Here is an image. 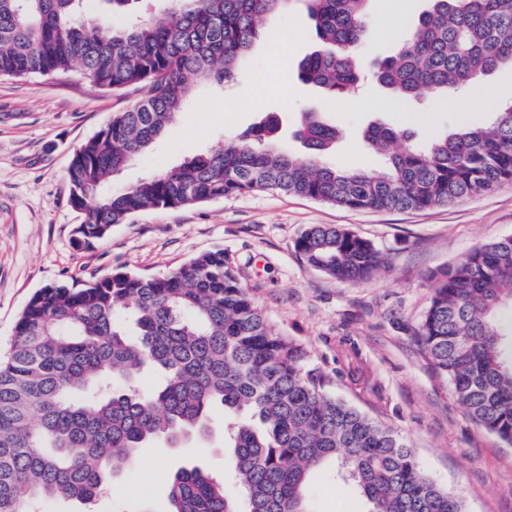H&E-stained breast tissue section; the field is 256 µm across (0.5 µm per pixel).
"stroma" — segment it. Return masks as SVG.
<instances>
[{"label": "stroma", "mask_w": 512, "mask_h": 512, "mask_svg": "<svg viewBox=\"0 0 512 512\" xmlns=\"http://www.w3.org/2000/svg\"><path fill=\"white\" fill-rule=\"evenodd\" d=\"M399 14L391 29L381 7ZM427 0H373L358 60L365 74L358 94L337 103L303 84L298 64L319 44L303 0L266 16L262 36L223 89L199 88L177 122L145 154L114 177L124 186L236 139L266 116L281 122L280 143L295 155L306 148L293 132L306 112L321 113L339 139L325 160L340 169H381L384 158L362 138L372 123L413 132L417 143L462 124L485 125L493 101L512 100V67L503 66L465 97L449 94L433 110L425 92L408 102L388 97L373 79L374 60L406 40ZM139 96L93 86L78 71L0 78V354L30 297L60 280H92L122 270L150 276L212 249L223 250L275 332L297 339L328 390L391 429L411 448L427 477L460 497L466 512H512V446L478 426L459 404L450 381L431 366L416 329L430 304L429 275L476 246L512 236V182L479 195L413 211H354L275 191L199 205L142 211L88 248L73 231L83 215L69 203L67 168L75 150L113 113ZM234 101L225 111V98ZM262 108H255L256 98ZM312 224H335L370 241L381 267L358 284L310 267L295 248ZM212 412L209 438L174 448L139 449L133 467L97 498L95 512H167L169 477L197 466L225 474L231 497L232 451ZM310 512H365L353 482L335 479L333 466L307 483Z\"/></svg>", "instance_id": "obj_1"}]
</instances>
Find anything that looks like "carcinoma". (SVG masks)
Instances as JSON below:
<instances>
[{
  "mask_svg": "<svg viewBox=\"0 0 512 512\" xmlns=\"http://www.w3.org/2000/svg\"><path fill=\"white\" fill-rule=\"evenodd\" d=\"M85 0H0V77L47 76L79 66L102 89L144 94L74 153L69 202L84 215L73 242L88 248L135 213L226 196L280 191L353 210L407 211L446 205L512 181V103L487 126L460 125L424 145L405 129L371 125L365 141L386 154L383 169L321 163L339 136L307 114L295 156L269 118L206 153L121 189L112 179L173 124L205 84L232 80L261 36L263 17L292 0H166L154 20L131 17L105 33ZM323 48L298 77L336 100L363 81L356 52L372 0H304ZM410 36L377 64L376 81L401 102L424 90L463 93L512 65V0H429ZM304 261L357 284L382 264L355 233L312 224L297 239ZM418 339L472 420L512 444V237L469 251L430 277ZM145 370L161 375L150 393ZM224 408L227 447L247 512H308L305 488L332 463L354 482L368 512H464L462 499L421 470L398 435L336 399L301 343L274 333L240 284L224 250L167 272L116 271L37 291L0 361V512L34 501L90 506L146 444L210 432ZM170 512H240L224 479L179 469Z\"/></svg>",
  "mask_w": 512,
  "mask_h": 512,
  "instance_id": "obj_1",
  "label": "carcinoma"
}]
</instances>
